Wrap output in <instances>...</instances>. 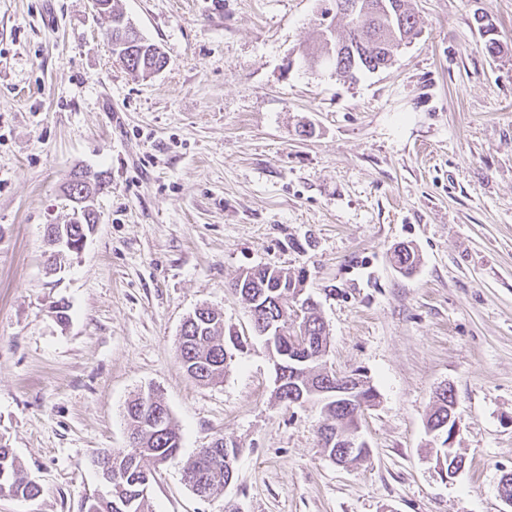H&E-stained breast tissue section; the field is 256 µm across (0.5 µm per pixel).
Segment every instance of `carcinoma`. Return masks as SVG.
<instances>
[{"label": "carcinoma", "mask_w": 512, "mask_h": 512, "mask_svg": "<svg viewBox=\"0 0 512 512\" xmlns=\"http://www.w3.org/2000/svg\"><path fill=\"white\" fill-rule=\"evenodd\" d=\"M391 6L393 22L372 12L349 14L335 8L329 24L333 25L335 35L330 37L332 47L321 41L316 47L324 60L333 63L336 74L346 80H354L360 72H374L381 63L379 53L371 47L373 43L390 45L408 42L419 34L418 20L410 7L409 0H388ZM112 52L126 57V70L134 75L149 76L155 73V67H163L167 58L158 46L145 38L134 49L123 45L119 31L110 29ZM392 264L408 270L417 263L412 249L393 250L390 256ZM304 283V276L293 275L288 270L272 267L268 283L250 280H235L231 288L247 304L253 325V331L267 339H274L275 346L288 349L293 345L292 336L296 335L293 326H298L305 335L317 340L328 338L329 332L318 312L317 305L309 304L302 311L289 306V292L292 285ZM228 341L224 336V319L211 314H200L186 319L182 325L178 340L177 356L185 372L200 384L220 383L232 361L225 355ZM455 403L454 394H449L434 404L427 422L435 425L448 419V410ZM164 405L161 397L149 391L144 401L135 398L126 408V421L133 441L129 446L106 452L112 456V470L118 471L123 478L112 485L105 496L93 492L84 496L81 512H153L148 496L144 492L146 478L153 477L152 468L175 460L181 448L182 438L173 418L167 417L163 427L150 423L148 417L150 405ZM325 417L332 427L345 429L349 426L345 407L331 400L324 404ZM236 448H201L183 469L186 484L198 487L215 497L224 491V480L235 476ZM0 494L33 499L40 494L39 484L28 478L21 467L13 449L0 444Z\"/></svg>", "instance_id": "1"}]
</instances>
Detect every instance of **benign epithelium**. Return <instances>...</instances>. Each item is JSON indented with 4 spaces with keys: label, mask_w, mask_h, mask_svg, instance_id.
Returning <instances> with one entry per match:
<instances>
[{
    "label": "benign epithelium",
    "mask_w": 512,
    "mask_h": 512,
    "mask_svg": "<svg viewBox=\"0 0 512 512\" xmlns=\"http://www.w3.org/2000/svg\"><path fill=\"white\" fill-rule=\"evenodd\" d=\"M349 12L352 14H364L368 11H380L382 13H390V7L386 0H378L376 3L370 0H352L348 4ZM72 179L87 187H95L102 189L103 184L100 183V178L94 175V172L88 168H78L72 172ZM72 203L73 219L77 220L80 215H87L95 212L91 202V195L88 191L84 190L80 195H72L68 197ZM48 236L50 246L54 249V254H61L65 250L82 249L87 241V238H82L81 242L73 246L67 243V236L65 230L60 224H53L49 226ZM266 346L272 357L275 367V389L274 396L279 399L283 397L286 388H294L297 383L302 380V366L307 362L305 358L297 356L288 359L276 352L273 341L266 342ZM362 383L352 375L338 376L336 378L330 376L326 378L323 384L308 391V394H325L333 393L336 399L344 400L347 403V410L351 411L350 418L353 419V425L346 431H331L325 428L320 429L319 437L321 443L327 447H336L337 464H342V461L355 456L363 455L365 449L368 448L367 442L361 436V415L364 410L372 406V401L362 398H353L351 393L359 390ZM458 426V415L454 414L448 418V425H440L435 428L427 429V433L432 437V447L436 448L438 460H446V466L441 468L444 477L452 478L462 469L463 464L454 459V451L451 446V440L456 433Z\"/></svg>",
    "instance_id": "obj_1"
}]
</instances>
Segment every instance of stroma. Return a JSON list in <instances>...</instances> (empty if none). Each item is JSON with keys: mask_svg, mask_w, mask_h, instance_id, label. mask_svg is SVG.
Returning <instances> with one entry per match:
<instances>
[{"mask_svg": "<svg viewBox=\"0 0 512 512\" xmlns=\"http://www.w3.org/2000/svg\"><path fill=\"white\" fill-rule=\"evenodd\" d=\"M166 68L112 56L92 0H0V442L39 483L0 512H79L91 460L128 444L125 407L156 389L182 436L149 488L154 512H503L512 472V0H411L419 35L355 81L301 67L321 0H114ZM501 44L488 55L478 18ZM104 172L95 232L49 271L75 168ZM412 273L390 261L400 245ZM305 270L326 362L377 391L369 458L322 452L320 408L278 401L263 338L231 282ZM65 317H57V306ZM202 305L248 340L223 382L177 358ZM451 385L465 458L427 446ZM235 443L209 500L182 464Z\"/></svg>", "mask_w": 512, "mask_h": 512, "instance_id": "obj_1", "label": "stroma"}]
</instances>
